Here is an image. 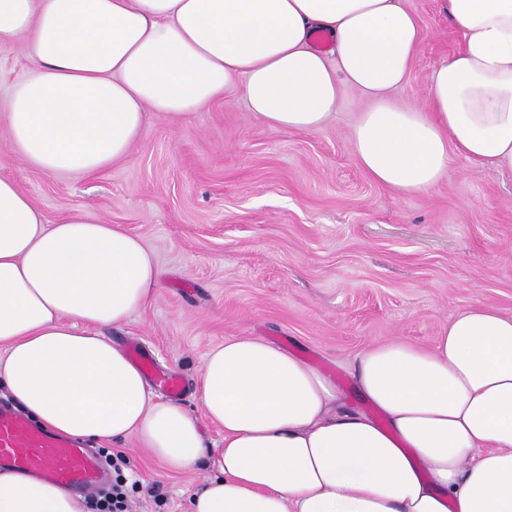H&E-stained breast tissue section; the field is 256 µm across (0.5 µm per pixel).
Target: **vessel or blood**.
Masks as SVG:
<instances>
[{
  "label": "vessel or blood",
  "instance_id": "vessel-or-blood-1",
  "mask_svg": "<svg viewBox=\"0 0 512 512\" xmlns=\"http://www.w3.org/2000/svg\"><path fill=\"white\" fill-rule=\"evenodd\" d=\"M1 462L79 491H92L103 479L99 460L81 443L41 430L10 409H0Z\"/></svg>",
  "mask_w": 512,
  "mask_h": 512
}]
</instances>
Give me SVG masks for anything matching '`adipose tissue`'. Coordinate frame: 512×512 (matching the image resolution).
<instances>
[{"instance_id": "1", "label": "adipose tissue", "mask_w": 512, "mask_h": 512, "mask_svg": "<svg viewBox=\"0 0 512 512\" xmlns=\"http://www.w3.org/2000/svg\"><path fill=\"white\" fill-rule=\"evenodd\" d=\"M460 48L429 75L427 105L393 100L423 40L402 0H0V47L35 66L5 120L43 173L126 159L150 120L194 117L243 89L270 127L317 132L346 91L374 182L424 193L455 156L512 170V0H447ZM153 252L78 209L46 223L0 177V383L25 416L78 442L133 441L171 470L206 462L189 512H512V314L476 303L434 347L364 350L352 378L376 415L347 410L309 363L256 336L212 348L203 410L156 396L100 328L144 310ZM224 432L219 447L201 419ZM0 512H87L66 486L0 467Z\"/></svg>"}]
</instances>
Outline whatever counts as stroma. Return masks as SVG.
Instances as JSON below:
<instances>
[{
  "instance_id": "35a3bbf8",
  "label": "stroma",
  "mask_w": 512,
  "mask_h": 512,
  "mask_svg": "<svg viewBox=\"0 0 512 512\" xmlns=\"http://www.w3.org/2000/svg\"><path fill=\"white\" fill-rule=\"evenodd\" d=\"M424 41L399 99L426 105L428 76L460 46L444 0H407ZM34 70L23 43L0 49V174L56 223L83 207L121 224L154 253L155 301L112 342L137 341L179 374V402L201 413L194 382L224 339L258 336L318 368L345 404L366 409L350 366L399 336L430 346L461 308L512 312V172L455 157L426 193L397 195L359 167L350 127L364 100L349 92L318 132H285L248 111L241 91L187 122L152 123L128 160L94 176H47L12 145L3 113ZM139 482L131 512H188L206 472L166 471L130 443L109 444Z\"/></svg>"
}]
</instances>
